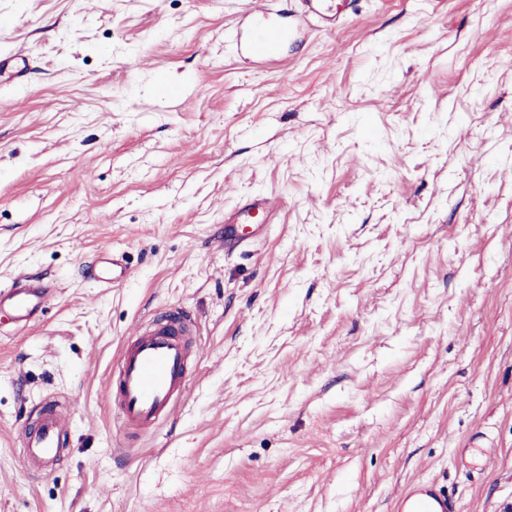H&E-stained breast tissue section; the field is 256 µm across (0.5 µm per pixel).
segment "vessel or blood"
Listing matches in <instances>:
<instances>
[{"label":"vessel or blood","instance_id":"vessel-or-blood-1","mask_svg":"<svg viewBox=\"0 0 512 512\" xmlns=\"http://www.w3.org/2000/svg\"><path fill=\"white\" fill-rule=\"evenodd\" d=\"M303 16L317 20L322 29L335 31L351 0H342L334 10L329 0H299ZM288 28L256 18L246 41L248 56L267 59L288 39ZM273 198L259 197L241 208L234 223L225 227V236H234L237 225L251 223L257 215L272 213ZM92 277L102 286L122 283L126 273L119 257L108 256L95 262ZM53 287L41 277L21 276L0 289V314L8 313L19 326L32 323L52 296ZM186 328L179 314L158 320L139 332L114 364L112 390L119 403L122 426L139 431L154 428L186 393L185 368L189 353L183 340ZM65 433L64 412L48 403L34 430L22 442L25 461L56 458ZM397 512H459L457 503L435 484H413L397 501Z\"/></svg>","mask_w":512,"mask_h":512}]
</instances>
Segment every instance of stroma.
<instances>
[{
	"instance_id": "35a3bbf8",
	"label": "stroma",
	"mask_w": 512,
	"mask_h": 512,
	"mask_svg": "<svg viewBox=\"0 0 512 512\" xmlns=\"http://www.w3.org/2000/svg\"><path fill=\"white\" fill-rule=\"evenodd\" d=\"M298 0H0V512H512V0H357L274 61ZM142 109L129 111L127 100ZM80 111H73V102ZM258 195L279 208L225 243ZM118 252L121 287L86 276ZM182 311L188 389L124 431L113 363ZM76 397L50 469L20 461ZM289 34L288 28L267 22L262 16H256L246 40L247 55L254 59L270 58L288 39ZM52 292V285L44 278L20 275L10 286L0 289V314L7 312L24 328L46 308ZM397 512H458L457 503L434 483L412 484L397 501Z\"/></svg>"
}]
</instances>
